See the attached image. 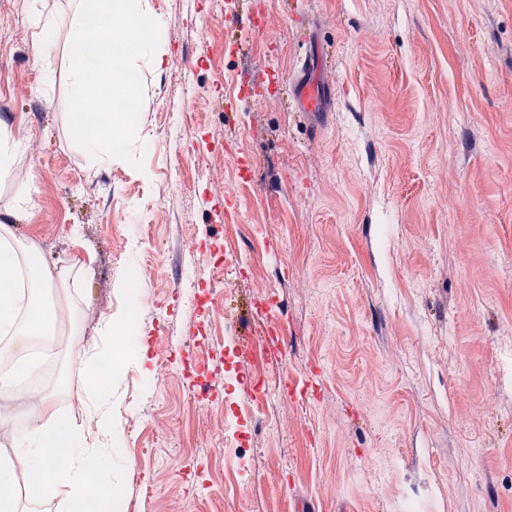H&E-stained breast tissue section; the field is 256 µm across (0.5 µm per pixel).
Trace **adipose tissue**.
<instances>
[{
  "label": "adipose tissue",
  "instance_id": "ef3b65f1",
  "mask_svg": "<svg viewBox=\"0 0 512 512\" xmlns=\"http://www.w3.org/2000/svg\"><path fill=\"white\" fill-rule=\"evenodd\" d=\"M34 251V245L16 235L13 225L0 224V338L35 376L40 364L31 360L30 353L55 335L58 324L48 292L67 270L32 261ZM86 379L89 418L98 439L109 444L111 455L90 451L84 434L65 418L33 409L27 398L13 395L12 412L0 413V431L12 434L15 447L14 459L0 462V512H17L14 478L20 466L38 476L41 493L69 488L74 500L82 503V512H109L119 499L122 484L113 480L112 469L120 464L122 435L113 422L112 384L102 379L95 362L87 365Z\"/></svg>",
  "mask_w": 512,
  "mask_h": 512
}]
</instances>
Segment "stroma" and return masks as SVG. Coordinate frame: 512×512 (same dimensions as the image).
I'll return each instance as SVG.
<instances>
[{
	"label": "stroma",
	"mask_w": 512,
	"mask_h": 512,
	"mask_svg": "<svg viewBox=\"0 0 512 512\" xmlns=\"http://www.w3.org/2000/svg\"><path fill=\"white\" fill-rule=\"evenodd\" d=\"M47 2L45 49L31 0H0V125L25 144L0 221L70 268L58 315L80 333L56 337L65 388L44 393L87 438L83 367L118 283L142 295L143 344L112 380L116 512H209L237 460L202 427L250 458L234 512H512V0H149L167 56L139 67L140 170L73 144L75 2ZM308 57L316 112L294 100ZM171 112L190 117L177 142ZM163 350L220 351L229 387L189 409ZM281 379L294 397L255 409ZM32 12L37 20V37L43 46H48L54 39L57 27L56 17L46 10L44 1L32 2Z\"/></svg>",
	"instance_id": "35a3bbf8"
}]
</instances>
